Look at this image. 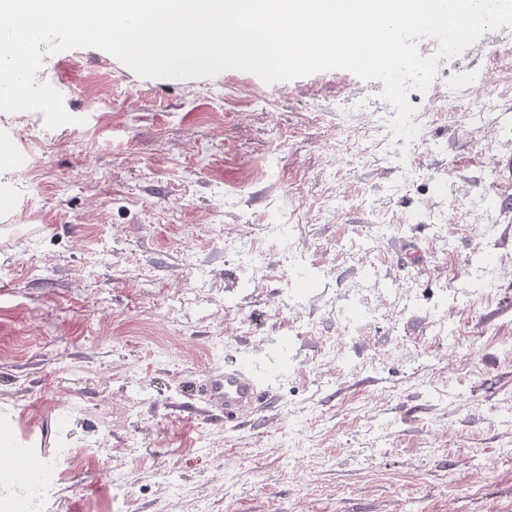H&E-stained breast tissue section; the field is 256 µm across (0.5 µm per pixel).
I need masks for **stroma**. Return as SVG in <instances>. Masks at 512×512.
<instances>
[{
	"instance_id": "obj_1",
	"label": "stroma",
	"mask_w": 512,
	"mask_h": 512,
	"mask_svg": "<svg viewBox=\"0 0 512 512\" xmlns=\"http://www.w3.org/2000/svg\"><path fill=\"white\" fill-rule=\"evenodd\" d=\"M66 56L36 80L71 123L0 112V455L47 440L39 512H512V72L404 171L380 81ZM416 228L422 270L397 254ZM231 359L270 407L182 418L185 382Z\"/></svg>"
}]
</instances>
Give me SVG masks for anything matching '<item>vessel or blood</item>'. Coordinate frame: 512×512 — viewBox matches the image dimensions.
Returning a JSON list of instances; mask_svg holds the SVG:
<instances>
[{"mask_svg":"<svg viewBox=\"0 0 512 512\" xmlns=\"http://www.w3.org/2000/svg\"><path fill=\"white\" fill-rule=\"evenodd\" d=\"M269 393L264 380L243 361L225 363L223 370L208 372L191 382L187 397L177 408L187 416L206 414L215 423L244 421L261 410Z\"/></svg>","mask_w":512,"mask_h":512,"instance_id":"b4317fda","label":"vessel or blood"}]
</instances>
